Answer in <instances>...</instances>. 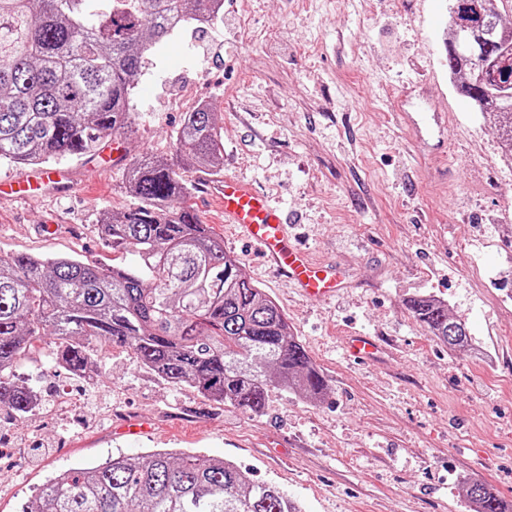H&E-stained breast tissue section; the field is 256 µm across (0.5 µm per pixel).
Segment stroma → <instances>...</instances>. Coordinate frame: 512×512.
Returning a JSON list of instances; mask_svg holds the SVG:
<instances>
[{"label":"stroma","instance_id":"obj_1","mask_svg":"<svg viewBox=\"0 0 512 512\" xmlns=\"http://www.w3.org/2000/svg\"><path fill=\"white\" fill-rule=\"evenodd\" d=\"M449 4L224 0L219 33L188 24L149 58L132 98L138 131L109 145L113 162L61 160L67 194L0 200L1 253L137 265L103 244L97 221L132 202L126 160L173 158L184 112L172 102L199 88L224 132L223 176L264 190L296 245L347 272L336 298L303 299L225 223L206 175L189 173L201 221L287 315L326 395L312 403L274 386L250 416L168 384L127 348L77 378L39 345L20 374L40 408L0 414V512H23L53 474L152 448L231 460L303 512H473V482L512 502V305L498 286L512 281V165L491 113L448 74ZM418 81L457 115L444 171L391 116L390 97ZM415 294L445 301L487 357L433 340L405 307ZM355 335L378 339L377 355L350 358ZM127 419L148 432L123 435Z\"/></svg>","mask_w":512,"mask_h":512}]
</instances>
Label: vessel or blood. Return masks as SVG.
<instances>
[{"label": "vessel or blood", "instance_id": "obj_1", "mask_svg": "<svg viewBox=\"0 0 512 512\" xmlns=\"http://www.w3.org/2000/svg\"><path fill=\"white\" fill-rule=\"evenodd\" d=\"M395 112L400 124L423 148L439 149L447 135V117L434 111L431 99L420 93H405ZM67 180L63 171L43 170L32 180H1L0 195L22 198L36 187H52L63 193L67 190ZM213 192L222 202L225 223L237 225L299 292L312 300L336 295L342 286L340 270L312 261L290 243L283 211L273 206L263 192L252 183L234 178L215 183Z\"/></svg>", "mask_w": 512, "mask_h": 512}]
</instances>
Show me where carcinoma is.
Instances as JSON below:
<instances>
[{
  "mask_svg": "<svg viewBox=\"0 0 512 512\" xmlns=\"http://www.w3.org/2000/svg\"><path fill=\"white\" fill-rule=\"evenodd\" d=\"M221 0H0V160L46 166L87 160L136 128L131 96L145 56L184 25L219 14ZM448 16L477 27L484 57L448 55L450 76L471 100L488 99L503 152L512 154V107L490 99L512 65V0H459ZM209 107L185 113L173 132L181 170L145 153L125 168L134 203L100 221L104 244L138 256L141 270L78 258L0 255V411L24 417L36 392L18 369L49 336L53 362L73 376L97 369L109 346L208 400L259 415L271 385L319 401L326 379L288 318L242 273L224 239L188 204L185 171L223 165L224 135ZM448 348L471 346L467 324L436 298L406 302ZM476 512H509L493 488L465 489ZM25 512H302L277 486L232 461L151 449L49 477Z\"/></svg>",
  "mask_w": 512,
  "mask_h": 512,
  "instance_id": "obj_1",
  "label": "carcinoma"
}]
</instances>
